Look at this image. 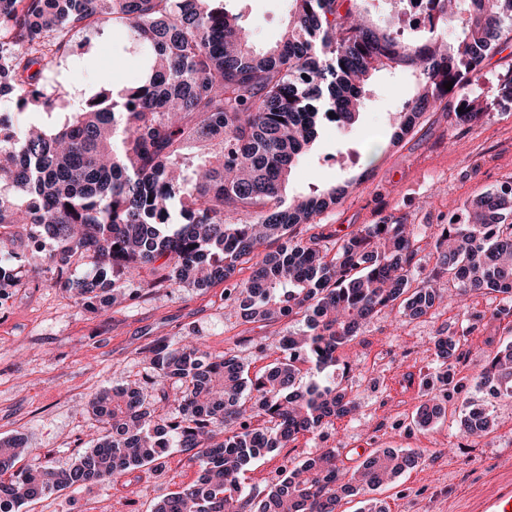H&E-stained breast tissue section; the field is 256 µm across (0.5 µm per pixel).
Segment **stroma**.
<instances>
[{"mask_svg": "<svg viewBox=\"0 0 512 512\" xmlns=\"http://www.w3.org/2000/svg\"><path fill=\"white\" fill-rule=\"evenodd\" d=\"M224 6L258 19L251 39L259 50L273 45L288 23L289 0H224ZM75 46L67 90L97 86L116 67L128 81L138 79L141 55L126 47L119 31L104 27L91 37H76ZM510 61L512 42L484 61L478 83L466 86L467 94L484 99L486 114L479 124H456L441 104L395 145L390 142L395 114L415 86L407 74L380 71L354 125L322 128L311 154L293 171L287 197L356 177L359 185L317 217L318 231L345 234L391 220L447 223L467 202L512 183V107H503L493 92ZM23 282L0 305V439L24 438L28 452L16 463L20 469L47 463L66 468L92 448L99 424L85 412L86 403L98 391L143 379L149 343L192 328L209 351L231 352L255 373L269 363L256 344L275 342L299 327L286 318L242 322L220 284L202 290L146 288L122 306L94 314L31 271H24ZM500 299L494 292L476 295L466 299L465 309L441 306L432 316L404 324L396 311L384 309L338 352L341 362L352 365L344 384L360 402L357 413L255 459L246 483L271 485L284 468L329 448L347 469L360 463L363 448L411 449L422 455L419 467L366 495L344 499L338 512H363L369 502L383 504L387 512H470L473 501L502 478V458L512 457V402L493 403L491 432L467 437L458 429L465 403L485 400L475 383L483 361L512 340V318L493 316ZM466 310L482 315L467 336L461 329ZM442 329L460 339L462 387L437 422L420 429L412 415L423 393L422 354ZM377 358L383 367L374 366ZM198 473L197 463L172 448L162 467L137 469L105 486L56 492L21 512H152Z\"/></svg>", "mask_w": 512, "mask_h": 512, "instance_id": "obj_1", "label": "stroma"}]
</instances>
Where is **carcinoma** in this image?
Here are the masks:
<instances>
[{"mask_svg":"<svg viewBox=\"0 0 512 512\" xmlns=\"http://www.w3.org/2000/svg\"><path fill=\"white\" fill-rule=\"evenodd\" d=\"M291 2L278 41L258 50L254 24L227 12L224 0H0V104L14 107L0 111V299L22 285L27 255L11 249L19 241L41 255L38 273L88 312L133 298L125 284L135 279L141 288L222 283L243 321L304 324L259 347L277 357L252 377L238 357L204 350L193 329L147 346L150 376L87 403L105 432L67 468L15 471L24 439H0L9 512L157 468L168 448L200 473L153 512H337L343 499L415 469L421 456L376 451L349 475L329 448L264 489L241 474L264 453L355 413L336 353L382 309L397 308L405 322L428 316L442 302L434 283L443 277L459 298L490 290L512 302L511 184L472 200L464 219L438 225L430 279L416 287L418 224H365L334 239L295 234L357 180L290 201L283 195L330 114L344 127L357 121L375 73L415 80L394 143L478 79L486 58L512 41V0H429L452 26L449 38L432 26L410 37L400 26L377 27L369 0ZM108 24L144 50L141 79L114 72L70 95L64 64L74 37ZM497 98L512 103V66ZM461 108L453 109L459 124L485 115L470 98ZM21 111L30 112L23 124ZM244 269L249 276L237 278ZM457 359L456 342L436 336L419 427L435 422L437 400L455 388ZM490 381L499 398L512 399V341L485 360L477 384ZM493 424L489 409L476 413L471 404L459 431L487 433Z\"/></svg>","mask_w":512,"mask_h":512,"instance_id":"obj_1","label":"carcinoma"}]
</instances>
